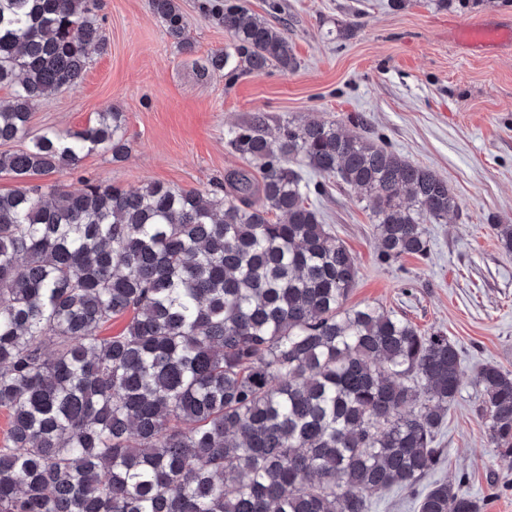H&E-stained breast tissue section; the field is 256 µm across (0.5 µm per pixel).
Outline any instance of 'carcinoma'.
I'll return each instance as SVG.
<instances>
[{
  "mask_svg": "<svg viewBox=\"0 0 512 512\" xmlns=\"http://www.w3.org/2000/svg\"><path fill=\"white\" fill-rule=\"evenodd\" d=\"M179 51L194 43L177 0H151ZM98 0H0V174L75 170L130 151L126 115L31 132L47 97L79 85L107 51ZM213 14L247 72L297 66L288 37L243 4ZM224 51L202 73L224 70ZM265 117L232 132L261 161L224 194L96 180L0 193V512H370L440 464L437 435L461 390L456 345L404 318L349 307L353 254L306 203L301 156L370 208L385 263L430 251L424 223L458 209L448 182L334 123ZM281 214V223L270 215ZM126 319L115 336L100 329ZM477 411L512 469V371L475 375ZM437 480L416 512H483Z\"/></svg>",
  "mask_w": 512,
  "mask_h": 512,
  "instance_id": "cac0c4a2",
  "label": "carcinoma"
}]
</instances>
